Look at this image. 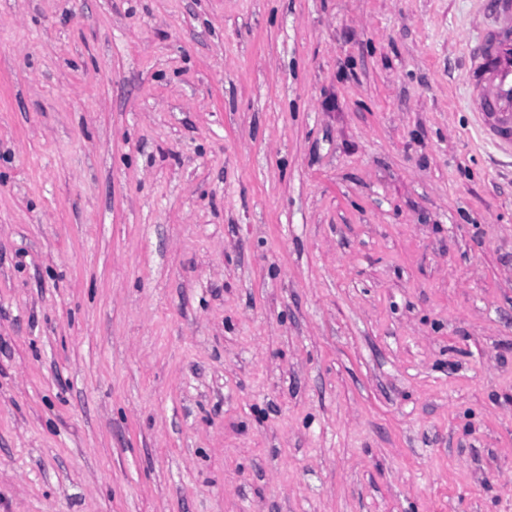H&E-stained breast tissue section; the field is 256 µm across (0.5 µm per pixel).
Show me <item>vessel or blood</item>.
Masks as SVG:
<instances>
[{
	"instance_id": "b4317fda",
	"label": "vessel or blood",
	"mask_w": 512,
	"mask_h": 512,
	"mask_svg": "<svg viewBox=\"0 0 512 512\" xmlns=\"http://www.w3.org/2000/svg\"><path fill=\"white\" fill-rule=\"evenodd\" d=\"M485 29L467 45L473 125L483 140L512 157V0H484Z\"/></svg>"
}]
</instances>
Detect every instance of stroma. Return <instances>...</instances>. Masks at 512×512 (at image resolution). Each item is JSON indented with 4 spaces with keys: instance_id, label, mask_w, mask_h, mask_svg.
I'll return each instance as SVG.
<instances>
[{
    "instance_id": "1",
    "label": "stroma",
    "mask_w": 512,
    "mask_h": 512,
    "mask_svg": "<svg viewBox=\"0 0 512 512\" xmlns=\"http://www.w3.org/2000/svg\"><path fill=\"white\" fill-rule=\"evenodd\" d=\"M481 21L0 0V512H512Z\"/></svg>"
}]
</instances>
